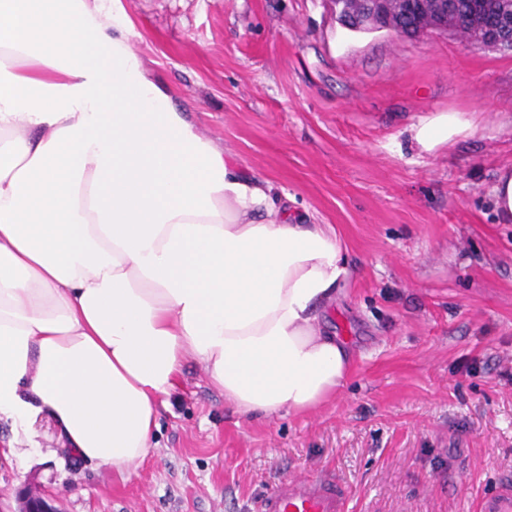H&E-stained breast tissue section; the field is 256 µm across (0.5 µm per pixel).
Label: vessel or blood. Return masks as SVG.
Here are the masks:
<instances>
[{
	"label": "vessel or blood",
	"mask_w": 512,
	"mask_h": 512,
	"mask_svg": "<svg viewBox=\"0 0 512 512\" xmlns=\"http://www.w3.org/2000/svg\"><path fill=\"white\" fill-rule=\"evenodd\" d=\"M346 493L336 482L312 477L277 486L261 503L260 512H347ZM483 512H512V486L503 485L485 497Z\"/></svg>",
	"instance_id": "vessel-or-blood-1"
}]
</instances>
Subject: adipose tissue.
Here are the masks:
<instances>
[{
	"label": "adipose tissue",
	"mask_w": 512,
	"mask_h": 512,
	"mask_svg": "<svg viewBox=\"0 0 512 512\" xmlns=\"http://www.w3.org/2000/svg\"><path fill=\"white\" fill-rule=\"evenodd\" d=\"M121 0H0V420L9 453L145 460L187 363L240 415L334 399L318 326L351 276L333 225L291 221L199 135L129 44ZM412 126L422 150L463 133Z\"/></svg>",
	"instance_id": "1"
}]
</instances>
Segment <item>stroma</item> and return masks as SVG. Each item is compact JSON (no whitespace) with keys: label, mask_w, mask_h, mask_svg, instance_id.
I'll list each match as a JSON object with an SVG mask.
<instances>
[{"label":"stroma","mask_w":512,"mask_h":512,"mask_svg":"<svg viewBox=\"0 0 512 512\" xmlns=\"http://www.w3.org/2000/svg\"><path fill=\"white\" fill-rule=\"evenodd\" d=\"M129 43L198 132L290 210L334 225L352 276L319 325L351 352L336 398L248 419L185 370L155 446L106 470L60 448L0 457L59 512H257L282 481L325 475L350 512H477L512 476V50L444 32L352 31L332 0H122ZM468 129L432 151L410 128ZM468 128L465 122L441 114L411 126L413 139L424 151H431L437 145L447 142ZM492 193L499 220L503 224L512 223V171L499 175Z\"/></svg>","instance_id":"35a3bbf8"}]
</instances>
